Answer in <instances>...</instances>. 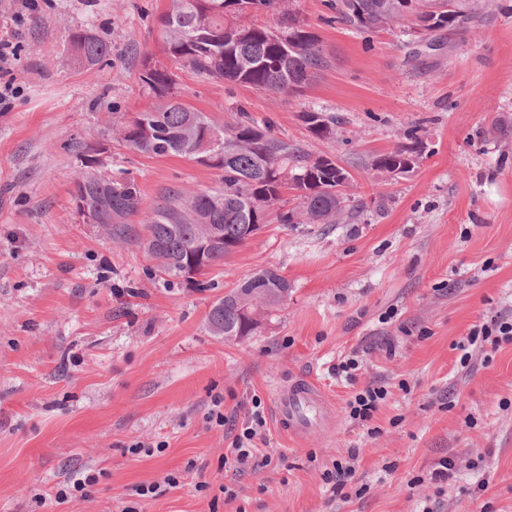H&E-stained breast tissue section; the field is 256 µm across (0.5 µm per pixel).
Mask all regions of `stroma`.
Returning a JSON list of instances; mask_svg holds the SVG:
<instances>
[{
  "instance_id": "stroma-1",
  "label": "stroma",
  "mask_w": 512,
  "mask_h": 512,
  "mask_svg": "<svg viewBox=\"0 0 512 512\" xmlns=\"http://www.w3.org/2000/svg\"><path fill=\"white\" fill-rule=\"evenodd\" d=\"M330 2H291L330 60L302 93L187 69L177 93L216 121L242 109L336 158L359 207L344 224L269 215L194 284L158 269L141 224L107 236L72 196L78 142L148 208L170 187L216 186L218 170L135 152L112 132L155 102L140 73L146 55L163 57L171 0H40L19 27L16 0H0L23 89L0 112V512H512V344L476 354L468 373L454 348L487 312L512 315V0L468 34L423 38L327 24ZM84 28L111 42L108 60L77 61L70 37ZM307 111L339 116L337 138H314ZM412 131L424 148L410 173L370 169ZM264 268L288 280L287 300L253 336L212 335L213 303ZM352 353L360 381L389 390L374 435L350 421L352 387L332 372ZM300 375L331 396L335 424L296 441L276 424L274 391ZM256 399L272 462L242 471L225 454ZM217 400L221 427L208 419ZM138 441L153 453H133ZM352 451L354 479L334 493L323 473ZM444 457L457 473L440 490L430 474ZM78 471L96 477L87 498L56 503ZM142 483L156 494L132 496Z\"/></svg>"
}]
</instances>
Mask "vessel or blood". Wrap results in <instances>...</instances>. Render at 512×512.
<instances>
[{"mask_svg": "<svg viewBox=\"0 0 512 512\" xmlns=\"http://www.w3.org/2000/svg\"><path fill=\"white\" fill-rule=\"evenodd\" d=\"M275 417L285 431L303 437L314 430L330 428L333 407L314 380L298 377L277 388Z\"/></svg>", "mask_w": 512, "mask_h": 512, "instance_id": "vessel-or-blood-1", "label": "vessel or blood"}]
</instances>
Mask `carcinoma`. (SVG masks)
<instances>
[{
	"label": "carcinoma",
	"instance_id": "obj_1",
	"mask_svg": "<svg viewBox=\"0 0 512 512\" xmlns=\"http://www.w3.org/2000/svg\"><path fill=\"white\" fill-rule=\"evenodd\" d=\"M286 0H172L160 18L162 46L169 48L173 64L189 68L205 79L244 84L273 93L296 92L313 74L329 65L317 37L286 11ZM480 0H336L338 21L364 31L402 26L413 21L426 32L468 33L481 18ZM255 14L280 17V32L294 39V49L282 54L272 30L242 25L235 18L244 6ZM78 58L94 65L112 54V44L90 29L72 35ZM153 59L142 64L143 88L158 103L139 113L134 123H121L124 144L149 156L196 158L198 140L210 129L223 137V152L209 167L220 171L213 189L187 192L168 188L162 203L143 207L141 193L130 180L87 167L74 180V199L80 213L91 212L107 232L119 234L121 225L142 216L146 229L142 241L164 274L177 279L182 267L196 261L198 245L213 239L205 266L224 262L247 240V226L267 223V215L289 188L297 193L299 207L279 213L282 224H341L354 209L346 188L349 172L329 156L311 158L299 143L271 133L242 111L229 123H218L203 112L189 109L175 93L176 74L152 68ZM303 122L319 139L336 134V116L305 112ZM410 143L372 158L371 168L380 174L410 171L422 142L416 132ZM288 297V280L272 269H262L233 288L211 307L207 320L213 335L224 340L247 337L254 327L243 306L254 302L258 314L278 308Z\"/></svg>",
	"mask_w": 512,
	"mask_h": 512
}]
</instances>
